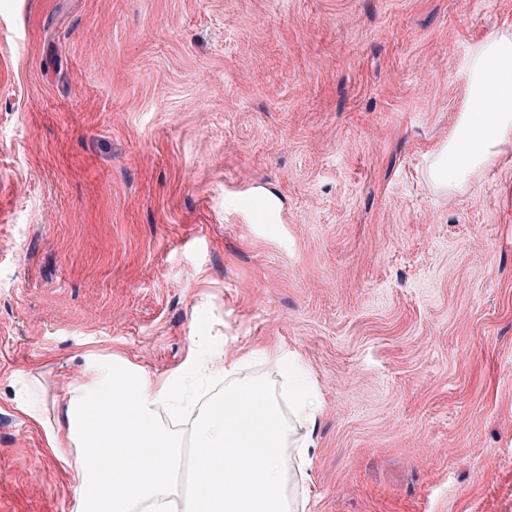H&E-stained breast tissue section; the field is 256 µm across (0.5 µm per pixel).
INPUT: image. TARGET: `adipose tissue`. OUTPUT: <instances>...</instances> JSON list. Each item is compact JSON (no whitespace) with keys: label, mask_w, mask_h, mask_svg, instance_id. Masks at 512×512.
Instances as JSON below:
<instances>
[{"label":"adipose tissue","mask_w":512,"mask_h":512,"mask_svg":"<svg viewBox=\"0 0 512 512\" xmlns=\"http://www.w3.org/2000/svg\"><path fill=\"white\" fill-rule=\"evenodd\" d=\"M466 76L472 108L429 170L431 180L445 185L487 164L512 137V38L485 42ZM193 368L188 361L155 380L113 359L70 390L54 421L33 412L51 448L64 439L77 450L66 471L74 512H136L142 503L172 496L173 472L190 454L196 491L183 500V512H300L304 479L291 477L286 453L307 460L312 442L297 430L313 428V401L300 397L286 413L262 384L226 385L223 396L198 410L187 451L154 413Z\"/></svg>","instance_id":"obj_1"}]
</instances>
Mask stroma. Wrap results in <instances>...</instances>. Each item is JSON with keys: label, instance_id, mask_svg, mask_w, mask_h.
<instances>
[{"label": "stroma", "instance_id": "stroma-1", "mask_svg": "<svg viewBox=\"0 0 512 512\" xmlns=\"http://www.w3.org/2000/svg\"><path fill=\"white\" fill-rule=\"evenodd\" d=\"M500 35L512 0H0V512H72L28 410L88 357L213 350L285 407L303 370L304 512H512V138L427 175ZM264 210L260 214L252 207L246 204H238L231 210L232 220L237 224H279L282 221L278 203L273 198H267L263 201Z\"/></svg>", "mask_w": 512, "mask_h": 512}]
</instances>
